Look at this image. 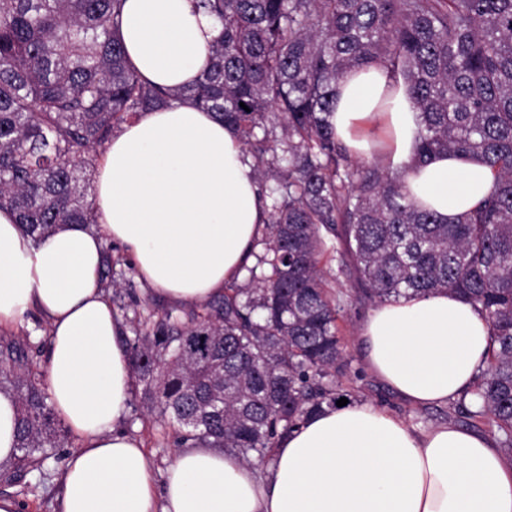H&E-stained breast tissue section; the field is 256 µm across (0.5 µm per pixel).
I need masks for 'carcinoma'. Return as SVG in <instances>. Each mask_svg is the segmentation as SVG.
<instances>
[{
	"mask_svg": "<svg viewBox=\"0 0 512 512\" xmlns=\"http://www.w3.org/2000/svg\"><path fill=\"white\" fill-rule=\"evenodd\" d=\"M123 0H0V210L34 237L96 223L87 186L97 149L141 112L189 99L236 129L267 204L255 264L201 309H144L129 346L143 407L181 448L272 459L279 437L352 392L327 290L334 251L354 300L446 292L491 329L487 365L454 402L512 455V0H196L221 27L196 82L158 87L128 63ZM402 77L419 111L413 162L476 158L491 192L454 224L409 195L403 172L356 158L328 117L355 66ZM245 107H240V104ZM112 246L102 280L115 283ZM0 337V392L18 402L12 483L44 473L63 446L45 373L23 371Z\"/></svg>",
	"mask_w": 512,
	"mask_h": 512,
	"instance_id": "cac0c4a2",
	"label": "carcinoma"
}]
</instances>
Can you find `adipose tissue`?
<instances>
[{
	"label": "adipose tissue",
	"instance_id": "adipose-tissue-1",
	"mask_svg": "<svg viewBox=\"0 0 512 512\" xmlns=\"http://www.w3.org/2000/svg\"><path fill=\"white\" fill-rule=\"evenodd\" d=\"M219 33L193 0L121 6L127 60L159 86L191 84ZM373 120L388 133L385 164L404 170L419 205L443 221L491 189V170L475 160L412 165L419 118L407 85L374 65L353 68L336 85L330 122L361 156ZM95 212L99 231L66 224L35 239L0 210V331L32 309L45 317L53 411L80 443L55 512H512V466L494 439L452 423L417 429L369 403L312 416L278 440L266 470L231 450L186 448L157 478L141 442L119 426L133 374L100 277L105 244L125 246L154 292L205 303L252 265L264 196L235 131L178 101L139 114L107 143ZM359 340L367 370L425 408L470 390L490 331L472 305L441 293L376 306Z\"/></svg>",
	"mask_w": 512,
	"mask_h": 512
}]
</instances>
